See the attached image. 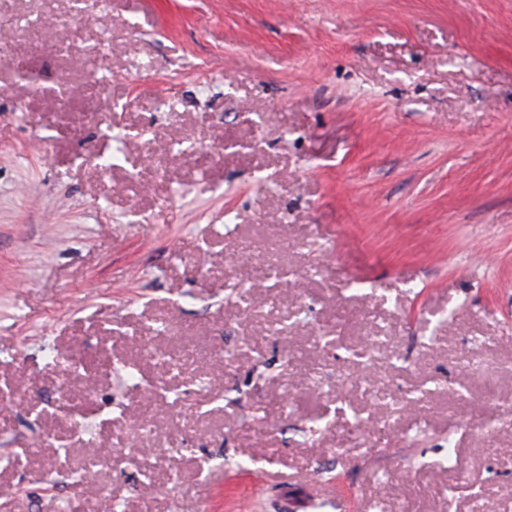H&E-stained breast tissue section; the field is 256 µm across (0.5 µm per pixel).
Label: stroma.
Here are the masks:
<instances>
[{
	"label": "stroma",
	"mask_w": 512,
	"mask_h": 512,
	"mask_svg": "<svg viewBox=\"0 0 512 512\" xmlns=\"http://www.w3.org/2000/svg\"><path fill=\"white\" fill-rule=\"evenodd\" d=\"M39 15L0 512H512V0H0Z\"/></svg>",
	"instance_id": "1"
}]
</instances>
